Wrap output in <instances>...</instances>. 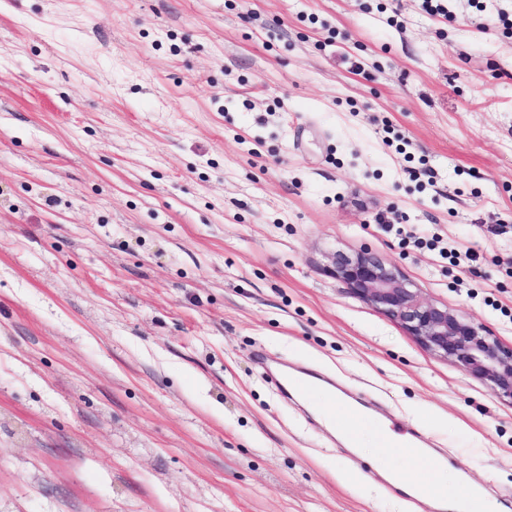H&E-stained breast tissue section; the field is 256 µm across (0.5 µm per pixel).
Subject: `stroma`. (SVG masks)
<instances>
[{
  "label": "stroma",
  "mask_w": 512,
  "mask_h": 512,
  "mask_svg": "<svg viewBox=\"0 0 512 512\" xmlns=\"http://www.w3.org/2000/svg\"><path fill=\"white\" fill-rule=\"evenodd\" d=\"M364 251L512 347V0H0V512H439L410 431L512 512V403ZM335 265L353 294L398 319L424 347L452 359L512 402V347L505 348L473 320L423 300L396 266L376 254L339 255ZM278 382L281 388L285 390L288 387L298 390H306L313 387H322L323 390L330 389L328 383L322 381H314L308 375L297 370H293L292 372H288V369L285 370L279 376Z\"/></svg>",
  "instance_id": "1"
}]
</instances>
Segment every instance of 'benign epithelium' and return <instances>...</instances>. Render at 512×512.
Returning a JSON list of instances; mask_svg holds the SVG:
<instances>
[{
	"label": "benign epithelium",
	"instance_id": "benign-epithelium-1",
	"mask_svg": "<svg viewBox=\"0 0 512 512\" xmlns=\"http://www.w3.org/2000/svg\"><path fill=\"white\" fill-rule=\"evenodd\" d=\"M335 265L353 294L398 319L424 347L486 382L496 396L512 400V347L473 320L423 300L396 266L371 252L339 255Z\"/></svg>",
	"mask_w": 512,
	"mask_h": 512
}]
</instances>
